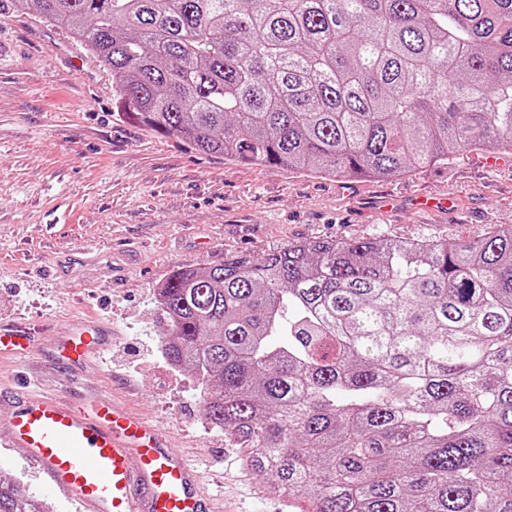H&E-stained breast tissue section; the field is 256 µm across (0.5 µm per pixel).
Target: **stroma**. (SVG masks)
Instances as JSON below:
<instances>
[{"label":"stroma","instance_id":"35a3bbf8","mask_svg":"<svg viewBox=\"0 0 512 512\" xmlns=\"http://www.w3.org/2000/svg\"><path fill=\"white\" fill-rule=\"evenodd\" d=\"M338 184L200 154L126 120L111 72L18 2L0 13V324L29 332L35 347L25 365L0 356V384L26 374L37 391L78 405L95 396L146 417L200 474L217 512H303L266 493L242 449L210 425L197 379L167 361L156 289L230 253L259 258L315 238L468 240L512 224V158L464 151L408 177L356 181L351 197ZM419 193L453 207L418 212ZM80 316L110 324L113 345L70 385L54 353ZM0 474L55 512H83L2 447Z\"/></svg>","mask_w":512,"mask_h":512}]
</instances>
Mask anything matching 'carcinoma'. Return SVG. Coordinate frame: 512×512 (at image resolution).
Listing matches in <instances>:
<instances>
[{
    "label": "carcinoma",
    "mask_w": 512,
    "mask_h": 512,
    "mask_svg": "<svg viewBox=\"0 0 512 512\" xmlns=\"http://www.w3.org/2000/svg\"><path fill=\"white\" fill-rule=\"evenodd\" d=\"M64 26L146 130L388 178L512 152V0H0ZM164 350L267 493L308 512H512V225L291 242L182 268ZM0 512H53L0 478Z\"/></svg>",
    "instance_id": "cac0c4a2"
}]
</instances>
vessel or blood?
I'll use <instances>...</instances> for the list:
<instances>
[{"instance_id":"obj_1","label":"vessel or blood","mask_w":512,"mask_h":512,"mask_svg":"<svg viewBox=\"0 0 512 512\" xmlns=\"http://www.w3.org/2000/svg\"><path fill=\"white\" fill-rule=\"evenodd\" d=\"M108 324L73 323L59 344V364L76 380L74 363L106 349ZM32 336L0 328V355L29 349ZM10 406L0 430L23 458L85 512H214L199 474L169 445L165 434L114 404L77 408L53 393L18 387L0 398Z\"/></svg>"}]
</instances>
